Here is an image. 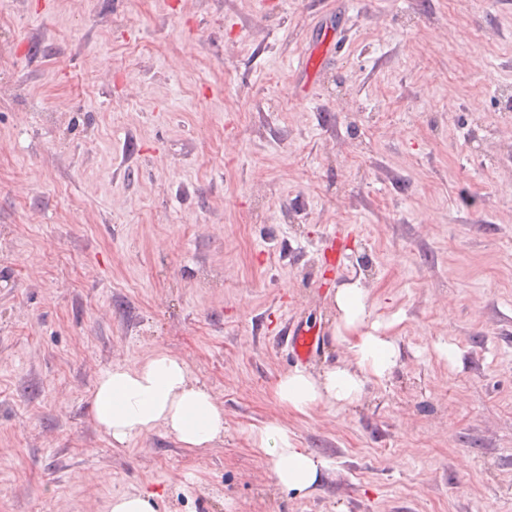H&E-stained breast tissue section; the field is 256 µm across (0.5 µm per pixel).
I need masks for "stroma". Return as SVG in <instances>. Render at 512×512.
I'll use <instances>...</instances> for the list:
<instances>
[{"instance_id":"stroma-1","label":"stroma","mask_w":512,"mask_h":512,"mask_svg":"<svg viewBox=\"0 0 512 512\" xmlns=\"http://www.w3.org/2000/svg\"><path fill=\"white\" fill-rule=\"evenodd\" d=\"M0 50V512H512V0H0ZM350 282L400 361L287 412L280 377L351 364ZM156 349L223 443L95 425L100 374ZM269 422L328 460L315 491L276 486ZM286 344L297 362L309 361L318 351L320 338L310 333V329L291 323L285 332ZM155 493L143 490L132 494L112 496L107 503L106 512H156Z\"/></svg>"}]
</instances>
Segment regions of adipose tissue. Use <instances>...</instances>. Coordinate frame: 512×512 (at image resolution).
<instances>
[{"label": "adipose tissue", "instance_id": "ef3b65f1", "mask_svg": "<svg viewBox=\"0 0 512 512\" xmlns=\"http://www.w3.org/2000/svg\"><path fill=\"white\" fill-rule=\"evenodd\" d=\"M336 307L338 330L349 344L355 365L319 375L298 369L282 376L275 395L287 411L306 416L325 401L354 403L361 397L365 375L384 378L398 362L394 337L363 328L370 315L363 288L350 283L337 289ZM91 415L116 447L157 429L185 448H209L224 438L223 406L192 379L185 360L160 349L105 371L91 394ZM253 440L267 454L275 482L282 489L306 494L329 468L327 460L298 447L278 423L256 429Z\"/></svg>", "mask_w": 512, "mask_h": 512}]
</instances>
